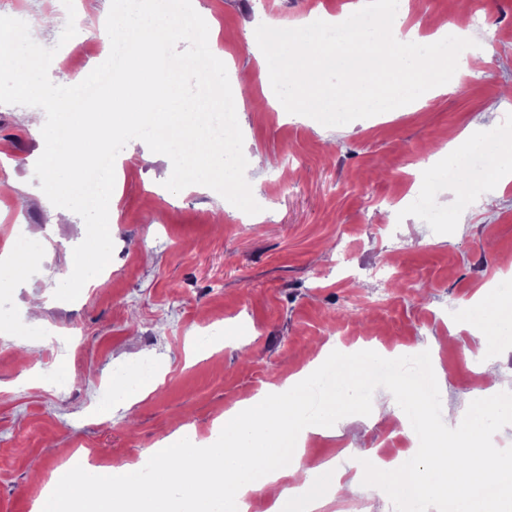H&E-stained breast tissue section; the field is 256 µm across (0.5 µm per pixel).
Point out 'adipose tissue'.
I'll use <instances>...</instances> for the list:
<instances>
[{
    "label": "adipose tissue",
    "mask_w": 512,
    "mask_h": 512,
    "mask_svg": "<svg viewBox=\"0 0 512 512\" xmlns=\"http://www.w3.org/2000/svg\"><path fill=\"white\" fill-rule=\"evenodd\" d=\"M378 10L371 30L351 28L339 43L310 32L291 48L266 54L262 47L269 44L271 31L250 33L248 40L257 49L258 63L282 86L285 100L302 112L337 111L365 75L377 81L370 104L374 112H397L447 93V84L433 82L420 70L404 93L390 96L385 61L392 58L400 69L412 68L411 54L401 51L405 45L412 51L425 49L428 59L457 77L469 73L478 58L467 48V24L452 30L442 24L425 34L417 26L402 28L403 0H380ZM295 71L306 76V83L287 81V74ZM471 152L487 154L489 180L497 189L512 183V140L488 139L483 125L475 122L449 142L446 162L455 165ZM465 327L480 346L491 337H512V301L481 289L468 307ZM385 354L382 348L367 357L320 349L319 363L336 371L334 387L320 400L311 398L316 370L298 372L284 385L266 386L225 412L223 425L212 426L209 438L179 428L154 452L151 469L140 464L118 470L93 466L83 475L61 477L54 499L40 505L38 512H57L60 503L71 500L84 504L88 512H247L246 499L259 485L278 491L267 512H288L295 495L302 499L301 512H322L332 500L328 485L347 494L355 492L358 482L344 477L332 461L322 466L324 481L312 482L300 453L309 436L361 416L362 375ZM162 381V375L142 378L133 370L116 377L113 408L131 409ZM372 412L401 423L416 419L417 437L430 461L427 480L400 470L397 463L380 462L370 471L373 481L390 479L396 497L414 494L447 505L448 512H512V468L501 467L497 449L488 444L496 419L512 417V402L501 398L499 384H492L479 399L465 401L462 417H449L444 425L434 423L429 407L418 399L408 405L381 401ZM466 447L478 449V457L463 463L449 457V449Z\"/></svg>",
    "instance_id": "ef3b65f1"
}]
</instances>
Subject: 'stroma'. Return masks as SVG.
Wrapping results in <instances>:
<instances>
[{"label":"stroma","instance_id":"35a3bbf8","mask_svg":"<svg viewBox=\"0 0 512 512\" xmlns=\"http://www.w3.org/2000/svg\"><path fill=\"white\" fill-rule=\"evenodd\" d=\"M42 46L57 43L65 7L47 13L43 0H18ZM196 11L229 60L231 87L259 97L268 80L246 33L266 28L299 40L305 17L359 14L362 0H195ZM483 56L461 88L407 112H369L362 84L343 118L267 108L237 114L252 160L254 190L274 195L270 217L223 206L212 189L172 193L171 170L145 143L115 160L110 263L73 302L56 300L57 278L83 239L84 222L47 227L48 216L30 169L42 143L22 124L18 108L0 107V249L20 230H48L47 251L32 287L0 286V305L23 310L41 295L43 336L20 326L0 333V512H34L53 475L75 468L93 451L96 464H135L178 427L208 437L213 421L265 385L282 382L311 361L313 343L387 349L422 347L448 381L435 419L445 420L468 396L486 364L512 371V340L473 348L465 309L512 257V184L494 217L471 192L468 224L453 222L451 193L423 209L415 185L414 149L432 154L480 120L496 129L512 118V0H469ZM497 32L489 42V32ZM347 265H338L339 256ZM240 331L244 348L225 345L193 355L187 342L204 325ZM153 359L162 384L132 412L93 415L98 387L126 359ZM67 366L71 383L47 382ZM362 447L403 448L387 418L363 416ZM351 439L339 427L310 436L304 454L350 468ZM415 499L365 490L335 499L324 512H421Z\"/></svg>","mask_w":512,"mask_h":512}]
</instances>
